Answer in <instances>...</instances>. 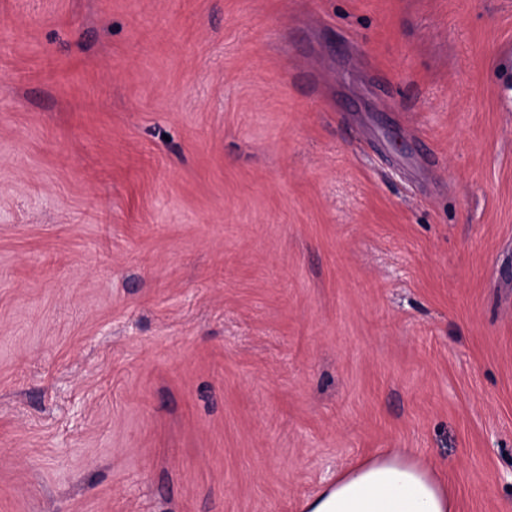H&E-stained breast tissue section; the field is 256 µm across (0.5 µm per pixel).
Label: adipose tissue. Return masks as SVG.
<instances>
[{
    "label": "adipose tissue",
    "instance_id": "obj_1",
    "mask_svg": "<svg viewBox=\"0 0 512 512\" xmlns=\"http://www.w3.org/2000/svg\"><path fill=\"white\" fill-rule=\"evenodd\" d=\"M300 512H457L448 485L401 455L359 462L306 498Z\"/></svg>",
    "mask_w": 512,
    "mask_h": 512
}]
</instances>
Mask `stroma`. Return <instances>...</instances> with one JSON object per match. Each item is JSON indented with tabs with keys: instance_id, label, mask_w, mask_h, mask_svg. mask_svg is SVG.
<instances>
[{
	"instance_id": "obj_1",
	"label": "stroma",
	"mask_w": 512,
	"mask_h": 512,
	"mask_svg": "<svg viewBox=\"0 0 512 512\" xmlns=\"http://www.w3.org/2000/svg\"><path fill=\"white\" fill-rule=\"evenodd\" d=\"M390 452L512 512V0H0V512Z\"/></svg>"
}]
</instances>
